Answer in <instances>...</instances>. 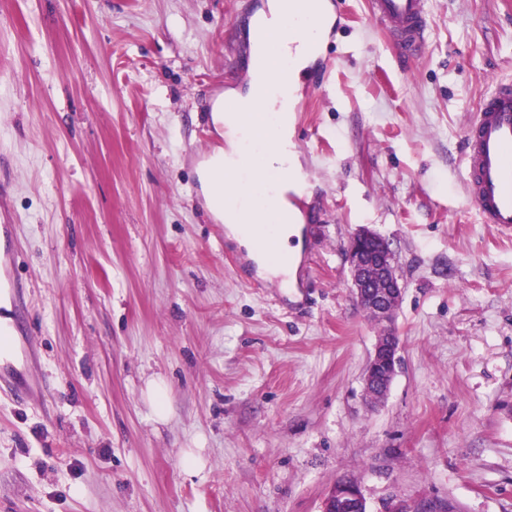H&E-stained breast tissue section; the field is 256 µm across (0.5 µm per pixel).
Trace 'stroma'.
Listing matches in <instances>:
<instances>
[{"label": "stroma", "instance_id": "obj_1", "mask_svg": "<svg viewBox=\"0 0 512 512\" xmlns=\"http://www.w3.org/2000/svg\"><path fill=\"white\" fill-rule=\"evenodd\" d=\"M266 2L0 0V252L25 302L7 368L29 386L0 392V512H321L348 477L368 512H512V235L460 163L512 78V0H427L406 70L367 0H339L296 93L299 290L239 277L196 174ZM363 225L404 284L380 404L346 257Z\"/></svg>", "mask_w": 512, "mask_h": 512}]
</instances>
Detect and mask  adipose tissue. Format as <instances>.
<instances>
[{"mask_svg": "<svg viewBox=\"0 0 512 512\" xmlns=\"http://www.w3.org/2000/svg\"><path fill=\"white\" fill-rule=\"evenodd\" d=\"M333 22L328 0H268L265 9L252 19L249 27L251 54L264 53L267 43L279 46L280 56L273 59L266 72H251L245 93L237 95L240 112L224 110L223 98L212 103V120L225 145L197 167L204 204L214 218L226 224L233 240L245 247L264 271L279 275L280 267L258 253L254 236L262 232L271 218L268 208L246 201L238 211L224 208V174L237 168L248 145L264 134H274L277 148L267 153L263 164L252 172L250 186L255 194L269 189L286 192L293 186L292 173L298 166L292 140V100L277 96L275 84L283 73L292 78L300 74L322 50L325 31Z\"/></svg>", "mask_w": 512, "mask_h": 512, "instance_id": "1", "label": "adipose tissue"}]
</instances>
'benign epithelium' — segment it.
Wrapping results in <instances>:
<instances>
[{"label":"benign epithelium","mask_w":512,"mask_h":512,"mask_svg":"<svg viewBox=\"0 0 512 512\" xmlns=\"http://www.w3.org/2000/svg\"><path fill=\"white\" fill-rule=\"evenodd\" d=\"M347 261L356 302L379 324V333L363 376L364 389L369 396L383 399L400 362V338L393 318L404 288L396 254L385 237L363 227L348 243ZM322 512H367L361 483L354 478L337 482L324 498Z\"/></svg>","instance_id":"benign-epithelium-1"}]
</instances>
